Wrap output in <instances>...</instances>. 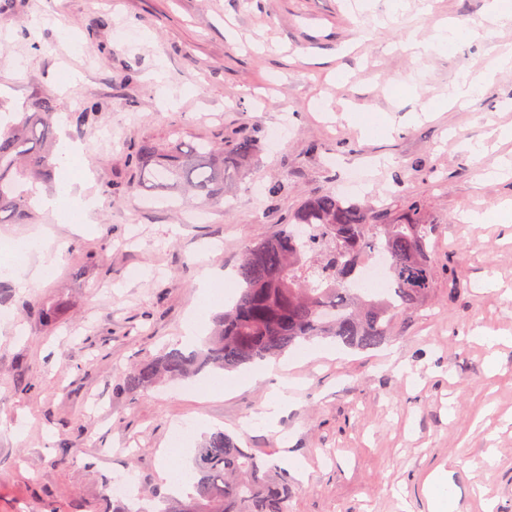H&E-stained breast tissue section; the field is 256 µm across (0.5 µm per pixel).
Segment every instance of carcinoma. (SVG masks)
<instances>
[{
  "label": "carcinoma",
  "instance_id": "cac0c4a2",
  "mask_svg": "<svg viewBox=\"0 0 512 512\" xmlns=\"http://www.w3.org/2000/svg\"><path fill=\"white\" fill-rule=\"evenodd\" d=\"M56 106L42 97L0 132V224L33 217L35 185L58 166ZM255 152L241 137L231 147L181 139L139 143L136 188L178 192L201 207L224 205V182L240 173ZM417 206L394 217L385 206L353 202L326 192L303 201L292 222L248 244L236 266L238 296L213 317L202 347H173L128 371L118 389L138 392L165 380L202 372L217 374L283 356L296 345L332 338L350 349H373L392 335L402 317L426 306L435 273L429 251L432 224L417 219ZM314 229L297 240L294 226ZM388 261L381 293L349 282L372 250ZM187 500L168 498L165 512H289L288 479L272 462L260 461L222 429L206 435L196 451Z\"/></svg>",
  "mask_w": 512,
  "mask_h": 512
}]
</instances>
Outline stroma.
Masks as SVG:
<instances>
[{
    "instance_id": "35a3bbf8",
    "label": "stroma",
    "mask_w": 512,
    "mask_h": 512,
    "mask_svg": "<svg viewBox=\"0 0 512 512\" xmlns=\"http://www.w3.org/2000/svg\"><path fill=\"white\" fill-rule=\"evenodd\" d=\"M487 0H0V98L19 112L55 99L60 138L77 142L97 206L87 232L61 212L0 224V241L50 237L52 276L34 288L0 279V512H113L112 480L134 479L152 507L165 461L192 460L223 429L297 491L290 512H429L423 481L453 467L464 512H512V223L467 224L468 209L512 200V69L465 106L458 73L512 53V20ZM475 30L421 56L443 21ZM99 104L84 129L72 118ZM364 123L382 136H362ZM287 126L279 144L274 128ZM257 141L228 208L191 209L136 188L128 157L142 140ZM480 145L479 158L459 146ZM364 196L400 214L409 200L435 225L436 288L380 348L326 340L283 358L292 402L268 430L258 416L275 378L202 397L197 379L133 394L127 369L178 343L209 269L230 278L241 248L286 224L305 199ZM123 186L108 196L107 184ZM498 289L483 285L489 275ZM467 285L452 287L454 276ZM55 307L45 326L42 310ZM495 451L494 466L484 457ZM302 460L307 481L290 475Z\"/></svg>"
}]
</instances>
